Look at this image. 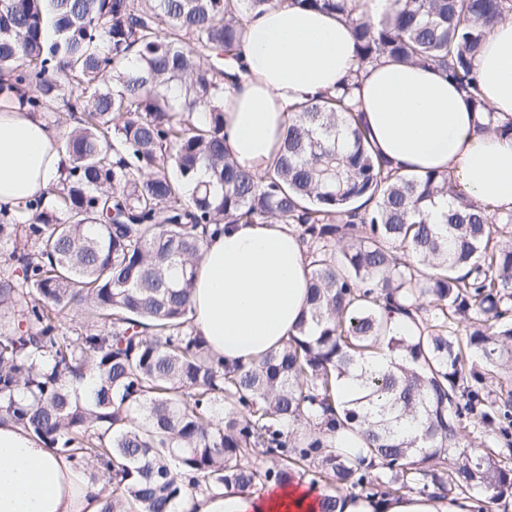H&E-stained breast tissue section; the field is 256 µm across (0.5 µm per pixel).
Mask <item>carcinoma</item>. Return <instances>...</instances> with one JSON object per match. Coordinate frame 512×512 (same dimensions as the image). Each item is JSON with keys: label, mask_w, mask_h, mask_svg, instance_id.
Returning <instances> with one entry per match:
<instances>
[{"label": "carcinoma", "mask_w": 512, "mask_h": 512, "mask_svg": "<svg viewBox=\"0 0 512 512\" xmlns=\"http://www.w3.org/2000/svg\"><path fill=\"white\" fill-rule=\"evenodd\" d=\"M345 2L292 0L347 18ZM396 2L378 28L351 21L358 64L433 67L488 109L474 60L512 0ZM271 3L0 0V102L28 89L69 159L64 183L0 208V420L95 469L103 512H194L214 488L307 475L322 512L343 492L484 512L512 498V212L446 172L399 173L343 95L297 106L272 169L240 168L222 61ZM444 195L457 205L432 224ZM268 220L299 236L307 309L281 348L229 367L191 325L195 268L211 226ZM344 379L359 397L339 399Z\"/></svg>", "instance_id": "carcinoma-1"}]
</instances>
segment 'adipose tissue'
<instances>
[{"instance_id":"ef3b65f1","label":"adipose tissue","mask_w":512,"mask_h":512,"mask_svg":"<svg viewBox=\"0 0 512 512\" xmlns=\"http://www.w3.org/2000/svg\"><path fill=\"white\" fill-rule=\"evenodd\" d=\"M349 20L274 0L247 18L242 75L224 95L226 145L242 167L263 173L275 158L296 103L335 92L360 72L355 98L369 141L405 174L445 170L474 200L512 209V137L478 133L483 113L438 71L381 61L359 66ZM483 98L512 116V20L497 23L477 55ZM68 164L58 133L19 105L0 111V206L24 204L58 184ZM309 269L295 233L274 221L224 224L199 265L191 318L225 365L280 347L296 331ZM324 492L309 481L254 494L197 497L195 512H321ZM102 496L72 461L9 423L0 424V512H101ZM336 512H470L469 501L414 494L342 495Z\"/></svg>"}]
</instances>
